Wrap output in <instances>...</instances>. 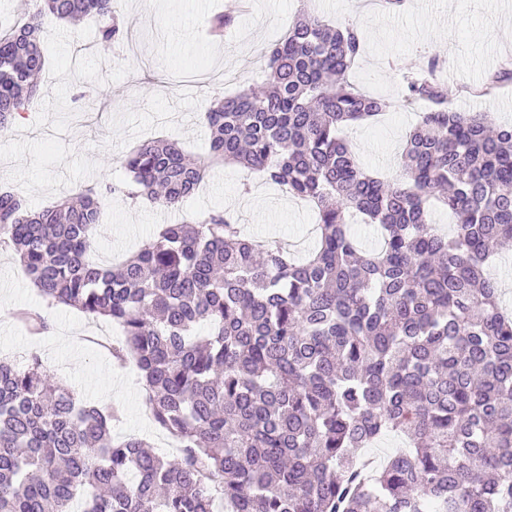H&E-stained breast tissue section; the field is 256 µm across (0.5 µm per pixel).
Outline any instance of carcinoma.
Masks as SVG:
<instances>
[{
    "label": "carcinoma",
    "mask_w": 512,
    "mask_h": 512,
    "mask_svg": "<svg viewBox=\"0 0 512 512\" xmlns=\"http://www.w3.org/2000/svg\"><path fill=\"white\" fill-rule=\"evenodd\" d=\"M44 14L102 19L106 48L131 33L112 0H23L0 30V127L38 96ZM363 45L358 26L303 13L264 49L260 85L210 103L207 157L149 141L120 159L125 183L36 211L0 189V243L48 305L121 327L112 358L135 359L153 420L180 444L171 460L116 438L117 408L82 401L36 354L23 369L1 359L0 512H72L80 491L83 512H512V314L488 266L512 249V126L452 107L430 60L402 75L404 101L429 103L407 179L366 171L341 137L387 107L348 81ZM510 83L504 63L458 91ZM226 162L313 204L307 257L214 210L111 270L88 259L108 195L176 208ZM435 203L452 234L431 228ZM351 212L381 249L351 234ZM19 318L50 330L37 311ZM391 433L406 447L363 476L361 452Z\"/></svg>",
    "instance_id": "cac0c4a2"
}]
</instances>
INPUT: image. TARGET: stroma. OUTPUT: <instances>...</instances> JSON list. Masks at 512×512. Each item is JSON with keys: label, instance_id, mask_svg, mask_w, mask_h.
<instances>
[{"label": "stroma", "instance_id": "obj_1", "mask_svg": "<svg viewBox=\"0 0 512 512\" xmlns=\"http://www.w3.org/2000/svg\"><path fill=\"white\" fill-rule=\"evenodd\" d=\"M133 20L132 41L104 51L96 18L75 25L44 18L47 61L39 97L21 123L0 129V186L13 189L37 209L88 185L126 180L119 164L139 143L179 138L189 155L204 157L209 131L205 112L213 97L260 84L261 62L253 45L268 46L301 14L300 0H114ZM312 9L332 22H349L364 33V51L350 73L363 92L389 105L381 119L351 125L348 136L361 163L388 181H404L399 161L408 130L425 103H405L400 74L426 57H438L439 74L453 90L456 108L488 113L512 124V85L497 96L456 94L460 84L480 83L503 62L512 63V38L495 37L492 26L512 29V0H403L398 8L374 10L366 0H312ZM234 16L222 40L208 35L213 13ZM230 211L248 235L280 237L304 255L312 242L310 208L292 204L285 191L265 184L259 173L227 163L215 167L199 192L176 211L120 194L105 201L103 223L90 260L115 266L147 244L157 228L194 213ZM22 309L50 317L49 333L30 334L16 319ZM119 340L106 319H91L65 306H48L31 286L18 256L0 246V358L25 367L38 354L47 371L84 400L118 406L117 435L151 439L158 454L171 456L148 419L139 372L116 367L86 336Z\"/></svg>", "mask_w": 512, "mask_h": 512}]
</instances>
